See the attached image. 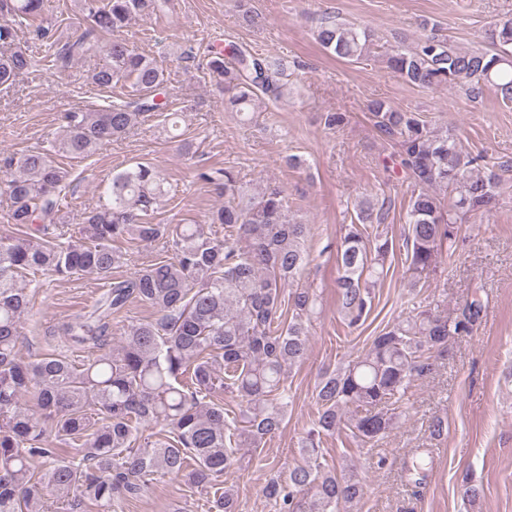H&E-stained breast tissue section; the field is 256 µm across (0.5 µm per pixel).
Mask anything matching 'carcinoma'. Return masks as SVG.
Returning a JSON list of instances; mask_svg holds the SVG:
<instances>
[{"mask_svg": "<svg viewBox=\"0 0 512 512\" xmlns=\"http://www.w3.org/2000/svg\"><path fill=\"white\" fill-rule=\"evenodd\" d=\"M87 20L80 33L58 40L59 25L38 24L37 39L56 48L51 67L67 70L76 59L105 55L108 62L90 82L109 89L133 80L136 97L99 110L60 115L61 135L47 151L15 160L7 182L15 236H0V512H47V497L61 504L84 500L112 512L116 502L141 491L155 474L185 480L202 491L242 464V448H258L283 429L289 404L286 380L306 358L308 323L318 295L297 282L307 263L308 225L288 213L279 187L248 193L228 168L196 170L199 181L224 190V206L206 224H153L165 194L154 166L138 163L112 175L104 201L83 217L79 238L60 241L51 228L67 223L63 200L70 171L56 157L93 154L124 136L139 119L165 110L159 99L164 70L156 59L124 40L105 36L138 15L161 14L169 0H75ZM44 0H0V45L17 38L16 21H34ZM317 41L340 59L370 53L371 35L330 15L317 19ZM487 47L469 50L436 35L396 50L388 68L419 88L461 84L477 99L491 87L512 102V16L486 32ZM30 66L27 49L0 55V89L11 88ZM207 69L218 77L224 111L249 115L264 98L282 96L286 66L279 57L237 45L213 44ZM375 127L395 142L399 165L412 192L406 211L410 287L430 270L444 245L476 211L489 213L507 164L483 165L466 155L455 134L416 112L374 101ZM448 190L443 207L433 189ZM336 247V301L354 327L371 308L368 283L379 278L396 242L385 230L382 208L372 199L356 206ZM224 227L217 235L215 225ZM131 239L163 241L172 256L110 283L93 310L56 326L54 336L90 349L103 345L113 312L131 300L154 317L126 326L119 345L76 364L46 354L19 358L22 319L33 291L23 278L92 274L101 279L126 261L118 244ZM288 287L287 304L281 288ZM481 317L477 300L450 319L432 309H412L373 336L366 351L316 386L317 416L302 440V461L262 488L275 512H348L364 495L352 473L319 462L322 438L349 432L362 445L395 426L391 406L401 402L417 377L448 356L451 340L473 333ZM226 393L234 405L220 398ZM142 425L160 426L165 437L150 450L136 447ZM209 512H239L231 489L210 501Z\"/></svg>", "mask_w": 512, "mask_h": 512, "instance_id": "cac0c4a2", "label": "carcinoma"}]
</instances>
